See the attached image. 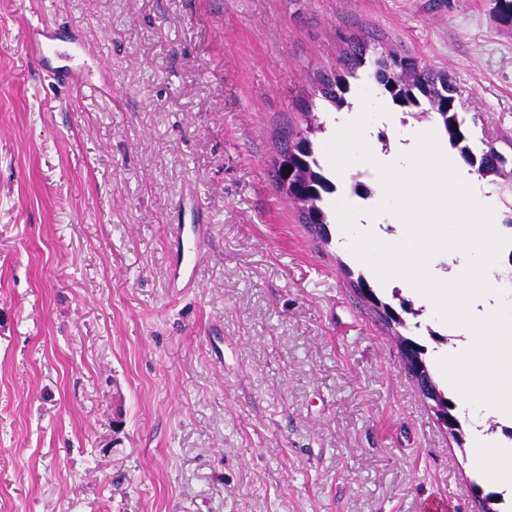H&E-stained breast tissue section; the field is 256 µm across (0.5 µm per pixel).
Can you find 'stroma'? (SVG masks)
<instances>
[{
	"label": "stroma",
	"mask_w": 512,
	"mask_h": 512,
	"mask_svg": "<svg viewBox=\"0 0 512 512\" xmlns=\"http://www.w3.org/2000/svg\"><path fill=\"white\" fill-rule=\"evenodd\" d=\"M38 19L106 90L42 75ZM352 36L445 71L506 150L499 0H0V512H477L339 224L312 238L269 177Z\"/></svg>",
	"instance_id": "1"
}]
</instances>
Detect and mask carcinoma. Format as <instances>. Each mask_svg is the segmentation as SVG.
<instances>
[{"label": "carcinoma", "instance_id": "1", "mask_svg": "<svg viewBox=\"0 0 512 512\" xmlns=\"http://www.w3.org/2000/svg\"><path fill=\"white\" fill-rule=\"evenodd\" d=\"M346 44L347 49L337 59L336 68L317 76V92L325 101L338 111L349 106V79L357 78V70L369 63L373 67L370 77L381 94L394 104L410 110L416 121L435 124L448 137L449 145L464 163L482 177L501 179L497 183L499 193L512 194V158L484 139L481 140L480 150L473 149L475 130L482 119L476 113L467 118L459 112L458 88L448 75L428 67L417 57L397 50H388L370 58L368 42L359 38L351 37ZM300 111L306 117L304 134L295 143L280 144L277 155L272 159L273 183L287 199L303 207L306 216L301 218V223L313 237L327 245L331 242L329 226L332 216L326 196L336 192V183L325 174L315 153L313 137L323 131L324 126L313 112V102L301 100ZM351 285L368 291L369 309L384 320V325L393 332L399 344L410 346L417 362L425 370L429 383L430 394L423 395V398L430 405L445 411L446 417L454 424L449 436L457 447H464L465 433L456 414L457 404L449 396L448 390L435 379L428 364L427 346L421 343L420 337L401 333V330L408 329L406 316L416 317L420 312L397 289L392 292V298L398 300V304L384 300L361 272ZM467 488L470 494L480 497L481 512H505L502 494L484 491L475 480L468 481Z\"/></svg>", "mask_w": 512, "mask_h": 512}]
</instances>
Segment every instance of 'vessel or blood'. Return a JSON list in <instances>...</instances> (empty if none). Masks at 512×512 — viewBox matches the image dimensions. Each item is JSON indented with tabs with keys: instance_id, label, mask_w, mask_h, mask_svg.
Returning <instances> with one entry per match:
<instances>
[{
	"instance_id": "b4317fda",
	"label": "vessel or blood",
	"mask_w": 512,
	"mask_h": 512,
	"mask_svg": "<svg viewBox=\"0 0 512 512\" xmlns=\"http://www.w3.org/2000/svg\"><path fill=\"white\" fill-rule=\"evenodd\" d=\"M29 54L53 82L68 89H92L93 71L84 60L85 43L78 31H63L52 23L38 21L26 32Z\"/></svg>"
}]
</instances>
